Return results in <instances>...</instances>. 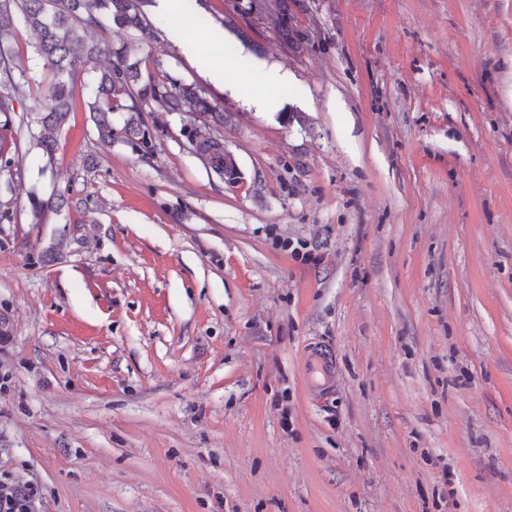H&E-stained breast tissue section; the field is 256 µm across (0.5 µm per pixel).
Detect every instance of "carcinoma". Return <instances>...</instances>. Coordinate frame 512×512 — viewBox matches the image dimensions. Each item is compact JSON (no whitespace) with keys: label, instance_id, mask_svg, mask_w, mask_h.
Listing matches in <instances>:
<instances>
[{"label":"carcinoma","instance_id":"obj_1","mask_svg":"<svg viewBox=\"0 0 512 512\" xmlns=\"http://www.w3.org/2000/svg\"><path fill=\"white\" fill-rule=\"evenodd\" d=\"M144 0H0V174L12 176L19 170L18 162L9 156L12 144L7 133L12 131L16 95L24 85L25 71L17 62L10 46L17 25L37 33L34 53L44 60L52 73L48 87L50 106L32 123L20 121L16 134L27 133L33 144L48 157L58 147V134L73 111L74 79L82 67L103 52L97 30L113 23L130 30L146 33L147 25L141 12ZM154 104L169 112H183L192 126L196 151L214 167H224V142L216 136L224 126V112L192 84H183L169 77L159 79L145 75L140 63L122 61L96 75L84 100L85 111L99 138L112 139V113L130 112L122 128L128 140L147 142L150 132L134 116ZM32 215L40 220L48 211L57 213L68 205V198L59 193L48 200L36 196L30 200Z\"/></svg>","mask_w":512,"mask_h":512}]
</instances>
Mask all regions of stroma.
<instances>
[{
  "mask_svg": "<svg viewBox=\"0 0 512 512\" xmlns=\"http://www.w3.org/2000/svg\"><path fill=\"white\" fill-rule=\"evenodd\" d=\"M100 38L200 87L237 178L177 112L84 110L0 179V474L41 512H512V0H187ZM18 28L33 120L49 71ZM196 56H189L185 42ZM247 51L292 77L242 72ZM223 68V83L200 67ZM280 108H249L250 96ZM71 205L35 220L31 196ZM314 255L296 260L290 245ZM327 346L336 391L303 367Z\"/></svg>",
  "mask_w": 512,
  "mask_h": 512,
  "instance_id": "1",
  "label": "stroma"
}]
</instances>
